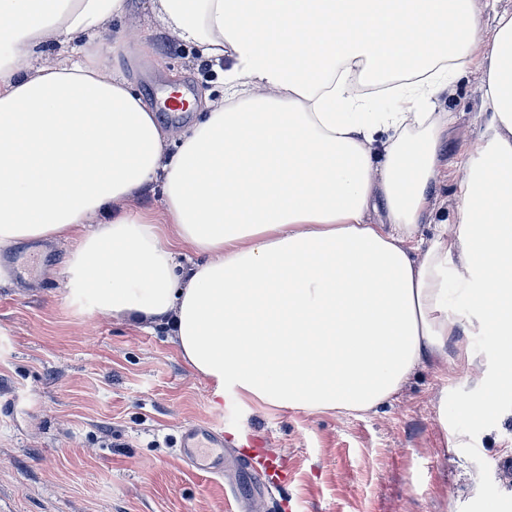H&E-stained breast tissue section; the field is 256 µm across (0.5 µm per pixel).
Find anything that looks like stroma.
Here are the masks:
<instances>
[{"label":"stroma","mask_w":512,"mask_h":512,"mask_svg":"<svg viewBox=\"0 0 512 512\" xmlns=\"http://www.w3.org/2000/svg\"><path fill=\"white\" fill-rule=\"evenodd\" d=\"M152 37L156 57L121 45L105 65L130 77L151 106L171 82L224 95V70L155 33L149 11L127 21ZM481 72H460L439 156V186L425 221L448 219L458 164L493 135ZM72 246L62 241L0 251V512H512V388L500 387L496 356L472 337L474 373L456 363L418 366L375 410L309 414L261 410L233 393L213 400L208 382L178 356L165 330L90 316L59 291ZM38 257L31 280L13 276L22 255ZM496 410L481 413L489 391ZM469 413H461V405ZM224 429V446L259 443L288 472L267 493L249 471L210 478L179 457L184 426Z\"/></svg>","instance_id":"35a3bbf8"}]
</instances>
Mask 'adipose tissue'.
<instances>
[{
    "label": "adipose tissue",
    "mask_w": 512,
    "mask_h": 512,
    "mask_svg": "<svg viewBox=\"0 0 512 512\" xmlns=\"http://www.w3.org/2000/svg\"><path fill=\"white\" fill-rule=\"evenodd\" d=\"M162 31L219 63L179 133L93 61L131 0H0V249L70 240L66 299L166 328L213 397L369 411L410 372L512 384V15L481 91L493 138L460 161L457 206L423 233L482 0H150ZM155 187L161 218L139 215ZM382 211L375 223L370 215Z\"/></svg>",
    "instance_id": "obj_1"
}]
</instances>
